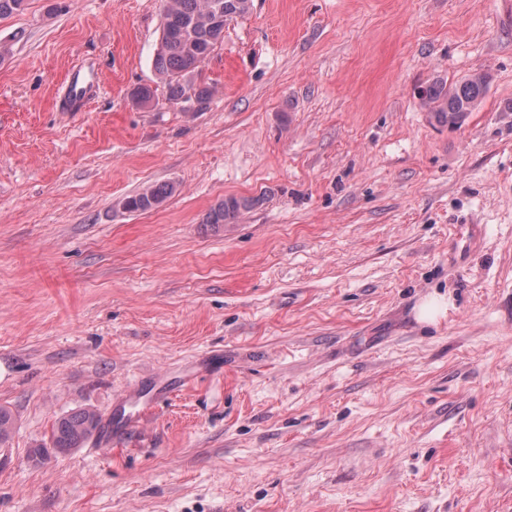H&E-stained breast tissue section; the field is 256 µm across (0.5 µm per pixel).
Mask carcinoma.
Wrapping results in <instances>:
<instances>
[{"label":"carcinoma","mask_w":512,"mask_h":512,"mask_svg":"<svg viewBox=\"0 0 512 512\" xmlns=\"http://www.w3.org/2000/svg\"><path fill=\"white\" fill-rule=\"evenodd\" d=\"M249 8L250 0H163L160 45L153 67L166 82L170 102L181 104L193 100L203 104L209 100L212 87L200 79L201 68L224 41V23L245 15ZM489 82L490 76L485 72L473 73L450 85L436 80L424 87L420 96L438 122L458 128L486 95ZM174 192L171 183L152 185L123 199L122 206L127 212H144L160 205ZM251 205L248 199L228 196L210 208L203 223L219 231ZM13 422L10 411L0 408L1 448L10 439ZM100 426L99 415L91 409L64 415L53 427L50 450L65 454L81 448ZM50 450L35 448L32 458H42Z\"/></svg>","instance_id":"obj_1"}]
</instances>
